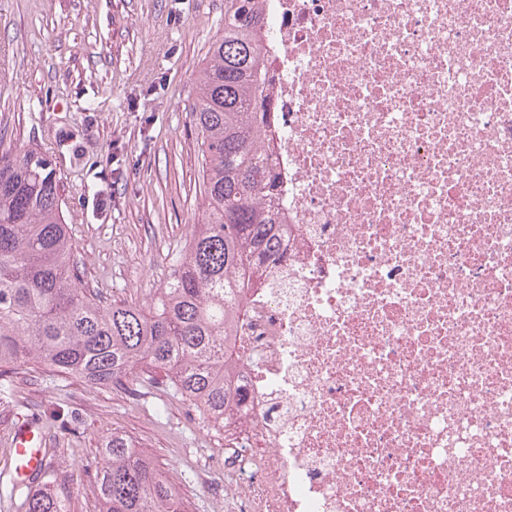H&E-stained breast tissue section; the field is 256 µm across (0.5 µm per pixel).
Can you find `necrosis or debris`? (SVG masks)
I'll use <instances>...</instances> for the list:
<instances>
[{
    "instance_id": "obj_1",
    "label": "necrosis or debris",
    "mask_w": 512,
    "mask_h": 512,
    "mask_svg": "<svg viewBox=\"0 0 512 512\" xmlns=\"http://www.w3.org/2000/svg\"><path fill=\"white\" fill-rule=\"evenodd\" d=\"M288 225L225 512H512V0H267Z\"/></svg>"
}]
</instances>
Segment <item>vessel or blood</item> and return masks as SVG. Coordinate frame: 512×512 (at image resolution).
Segmentation results:
<instances>
[{"label": "vessel or blood", "instance_id": "obj_1", "mask_svg": "<svg viewBox=\"0 0 512 512\" xmlns=\"http://www.w3.org/2000/svg\"><path fill=\"white\" fill-rule=\"evenodd\" d=\"M15 463L12 479L24 487H33L49 467L48 456L44 450L46 434L38 419L21 418L15 423L12 432Z\"/></svg>", "mask_w": 512, "mask_h": 512}]
</instances>
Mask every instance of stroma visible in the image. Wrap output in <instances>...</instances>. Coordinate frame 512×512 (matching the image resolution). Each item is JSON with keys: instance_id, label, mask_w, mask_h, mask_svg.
Segmentation results:
<instances>
[{"instance_id": "stroma-1", "label": "stroma", "mask_w": 512, "mask_h": 512, "mask_svg": "<svg viewBox=\"0 0 512 512\" xmlns=\"http://www.w3.org/2000/svg\"><path fill=\"white\" fill-rule=\"evenodd\" d=\"M224 0H0V145L39 149L59 183L83 283L110 302L146 305L201 218L193 105ZM0 402V471L11 430L34 416L70 512H100L97 448L130 436L170 475L189 512H224V432L196 406L151 390L91 387L29 360Z\"/></svg>"}]
</instances>
